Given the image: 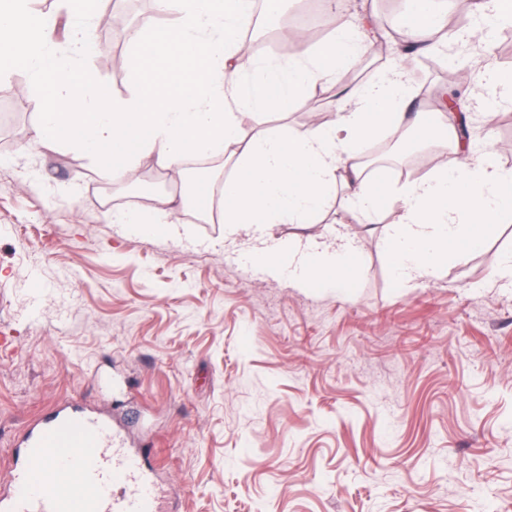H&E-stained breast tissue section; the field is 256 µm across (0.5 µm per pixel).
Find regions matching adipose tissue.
Instances as JSON below:
<instances>
[{
  "label": "adipose tissue",
  "mask_w": 512,
  "mask_h": 512,
  "mask_svg": "<svg viewBox=\"0 0 512 512\" xmlns=\"http://www.w3.org/2000/svg\"><path fill=\"white\" fill-rule=\"evenodd\" d=\"M410 3L404 35L418 51L431 52L446 4ZM155 5L172 22L134 36L136 88L117 97L89 67L57 60V17L35 9L32 0H0V78L18 67L33 70L43 97L34 144L82 151L120 182L134 179L145 158L170 171L192 156H228L234 167L219 187L218 205L200 213V220L237 226L252 239L254 260L275 273L289 271L292 284L319 283L341 294L350 286L355 236L340 231L333 242L310 240L285 251L269 246L268 225L309 223L338 187L356 217L370 219L385 204H398L401 222L391 238L390 267L409 281L437 275L457 245L478 250L493 225L512 222V170L461 140L455 116L431 125L423 112H412L419 91L406 79V55L400 51L386 74L345 93L332 124L300 135L284 129L243 135L242 112L291 111L303 93L335 81L339 70L360 58L362 34L344 9H337L328 40L310 52L293 51L280 67L245 61L239 35L251 21L253 0ZM69 17L75 53L92 57L91 31L100 15L88 0H69ZM479 83L483 93L475 106L493 118L504 96H512V73L488 66ZM410 132L451 146L455 160L394 189L372 176L362 146L380 134Z\"/></svg>",
  "instance_id": "1"
}]
</instances>
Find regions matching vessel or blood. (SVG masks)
<instances>
[{"label": "vessel or blood", "instance_id": "vessel-or-blood-1", "mask_svg": "<svg viewBox=\"0 0 512 512\" xmlns=\"http://www.w3.org/2000/svg\"><path fill=\"white\" fill-rule=\"evenodd\" d=\"M0 512H162L155 470L110 414L66 405L0 467Z\"/></svg>", "mask_w": 512, "mask_h": 512}]
</instances>
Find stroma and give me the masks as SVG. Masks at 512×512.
<instances>
[{"mask_svg": "<svg viewBox=\"0 0 512 512\" xmlns=\"http://www.w3.org/2000/svg\"><path fill=\"white\" fill-rule=\"evenodd\" d=\"M407 75L432 107L475 94L421 55ZM104 181L83 153L0 144V460L81 400L146 449L164 512H512V223L404 283L385 209L339 295L252 265L228 224L111 223Z\"/></svg>", "mask_w": 512, "mask_h": 512, "instance_id": "obj_1", "label": "stroma"}]
</instances>
